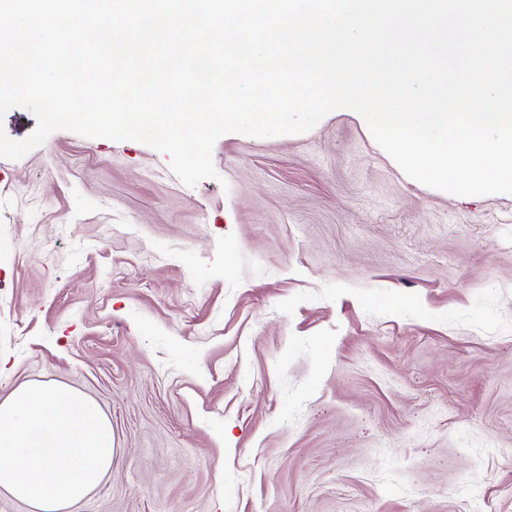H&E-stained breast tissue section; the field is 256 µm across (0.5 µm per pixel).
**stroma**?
<instances>
[{
	"mask_svg": "<svg viewBox=\"0 0 512 512\" xmlns=\"http://www.w3.org/2000/svg\"><path fill=\"white\" fill-rule=\"evenodd\" d=\"M212 157L0 158V400L112 424L69 512H512V194L424 186L342 109Z\"/></svg>",
	"mask_w": 512,
	"mask_h": 512,
	"instance_id": "stroma-1",
	"label": "stroma"
}]
</instances>
